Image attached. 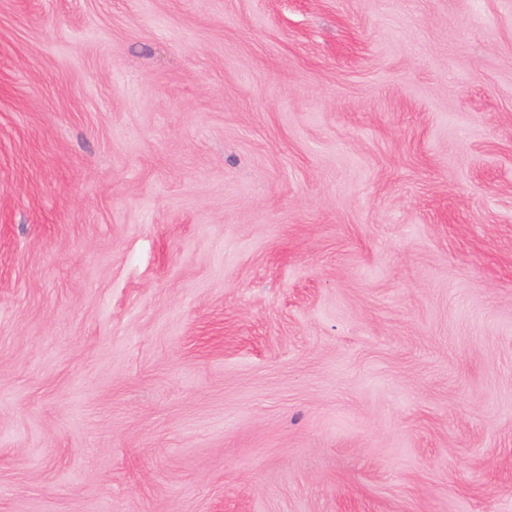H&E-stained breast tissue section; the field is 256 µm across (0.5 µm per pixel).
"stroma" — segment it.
Segmentation results:
<instances>
[{"mask_svg": "<svg viewBox=\"0 0 512 512\" xmlns=\"http://www.w3.org/2000/svg\"><path fill=\"white\" fill-rule=\"evenodd\" d=\"M0 512H512V0H0Z\"/></svg>", "mask_w": 512, "mask_h": 512, "instance_id": "35a3bbf8", "label": "stroma"}]
</instances>
